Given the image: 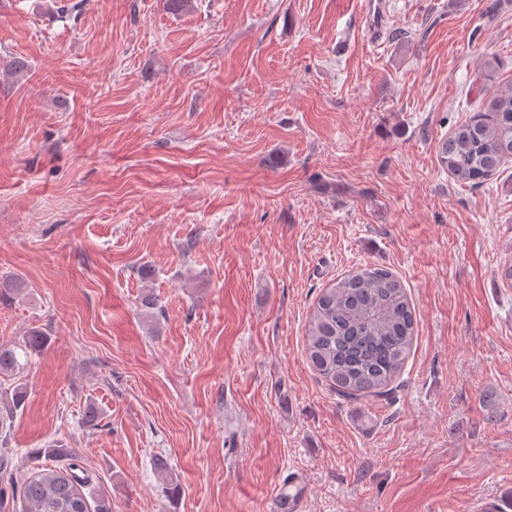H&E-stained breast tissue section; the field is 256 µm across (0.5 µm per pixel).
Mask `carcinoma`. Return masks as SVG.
<instances>
[{
	"mask_svg": "<svg viewBox=\"0 0 512 512\" xmlns=\"http://www.w3.org/2000/svg\"><path fill=\"white\" fill-rule=\"evenodd\" d=\"M441 165L472 184L492 179L512 159V86L492 96L484 111L457 125L441 143ZM415 319L395 276L380 267L362 266L320 294L306 327V351L317 373L351 399L377 398L400 375L410 355ZM20 369L15 348L0 344V374ZM0 426L21 406L20 387L0 394ZM91 481L75 460L47 468L22 487V512H111L101 497L90 506Z\"/></svg>",
	"mask_w": 512,
	"mask_h": 512,
	"instance_id": "obj_1",
	"label": "carcinoma"
}]
</instances>
